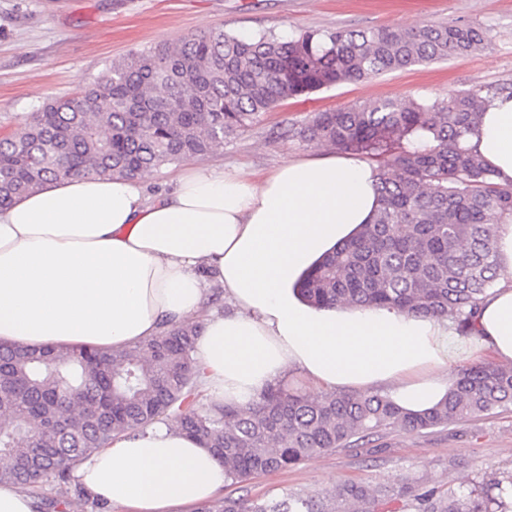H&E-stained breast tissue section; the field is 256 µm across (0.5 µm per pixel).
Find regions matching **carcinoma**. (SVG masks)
<instances>
[{"mask_svg": "<svg viewBox=\"0 0 512 512\" xmlns=\"http://www.w3.org/2000/svg\"><path fill=\"white\" fill-rule=\"evenodd\" d=\"M487 41L456 22L368 30L298 29L238 36L215 27L115 60L69 97H49L0 137V208L71 177H144L204 158L280 102L452 55ZM493 91L444 99H380L317 112L297 131L373 159L381 206L371 223L300 279L316 308L387 307L448 318L472 332L479 303L499 279L495 227L512 221V184L468 148ZM196 325L173 326L110 352L0 344V483L61 490L40 512H66L76 466L112 437L164 417L224 465L225 480L292 469L388 428L422 433L512 408V365L463 369L434 408L404 411L378 393L308 398L280 384L245 406L197 403ZM394 493L345 483L319 497H222L198 512H381ZM415 512H512V473L414 495Z\"/></svg>", "mask_w": 512, "mask_h": 512, "instance_id": "1", "label": "carcinoma"}]
</instances>
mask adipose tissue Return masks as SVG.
I'll list each match as a JSON object with an SVG mask.
<instances>
[{
    "label": "adipose tissue",
    "mask_w": 512,
    "mask_h": 512,
    "mask_svg": "<svg viewBox=\"0 0 512 512\" xmlns=\"http://www.w3.org/2000/svg\"><path fill=\"white\" fill-rule=\"evenodd\" d=\"M467 146L512 184V95L487 105ZM376 166L349 153L294 158L261 181L198 166L147 197L139 178L53 181L0 209V343L111 350L198 322L203 403L245 404L297 374L314 396L383 386L402 409L446 396L456 326L390 308H315L302 274L369 223ZM503 275L480 304L470 358L512 363V222L498 225ZM230 309H208L211 285ZM77 482L118 512H194L224 467L167 421L84 459Z\"/></svg>",
    "instance_id": "obj_1"
}]
</instances>
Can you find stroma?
Instances as JSON below:
<instances>
[{
    "instance_id": "35a3bbf8",
    "label": "stroma",
    "mask_w": 512,
    "mask_h": 512,
    "mask_svg": "<svg viewBox=\"0 0 512 512\" xmlns=\"http://www.w3.org/2000/svg\"><path fill=\"white\" fill-rule=\"evenodd\" d=\"M450 21L485 30V48L284 100L208 158L259 175L323 152L294 135L314 113L384 98H443L477 86L512 88V0H0V133L44 97L75 94L131 51L214 27L249 36L285 35L296 26L364 30ZM510 471L512 409L422 434L389 431L224 492L321 494L346 482L394 488L407 476L444 489Z\"/></svg>"
}]
</instances>
